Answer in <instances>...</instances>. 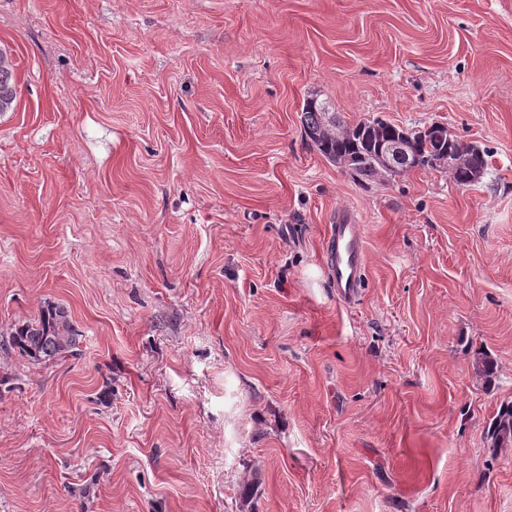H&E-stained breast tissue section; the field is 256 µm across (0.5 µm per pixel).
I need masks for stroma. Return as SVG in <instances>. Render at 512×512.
<instances>
[{
    "mask_svg": "<svg viewBox=\"0 0 512 512\" xmlns=\"http://www.w3.org/2000/svg\"><path fill=\"white\" fill-rule=\"evenodd\" d=\"M0 47V512H512V0H0ZM310 98L488 168L359 182ZM16 95L14 63L8 52L0 48V112L12 109ZM405 129L408 133H410L412 137V139L409 142V150L414 156L416 164L414 166V170L405 173L404 176L416 171L438 169L449 171L457 167H461L449 171V173L452 175V178L457 185L469 186L474 184V182H477L481 177V175H477L476 177H474L472 181L469 176L471 169L481 172L482 176L485 174L486 168L488 167L487 158L489 155L486 150L480 148L479 146L464 143L452 133L448 134V136L451 139L448 140L447 136H421L417 135L418 129ZM448 147L453 150H464V152H466V154L468 155V163L466 164L467 156L465 154L461 152H448L447 155L440 156L434 161V166L437 169L434 168L430 164L431 158L434 155L440 153L445 148L448 149ZM325 263L330 272L331 287L336 299L351 304L362 288L367 262L362 224L348 214L330 224L325 248ZM10 336L22 355L40 363L73 357L80 343V334L63 305L41 309L37 318L15 328ZM487 439L492 448L512 447V402L500 406L487 429Z\"/></svg>",
    "mask_w": 512,
    "mask_h": 512,
    "instance_id": "1",
    "label": "stroma"
}]
</instances>
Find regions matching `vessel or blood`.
<instances>
[{
    "instance_id": "vessel-or-blood-1",
    "label": "vessel or blood",
    "mask_w": 512,
    "mask_h": 512,
    "mask_svg": "<svg viewBox=\"0 0 512 512\" xmlns=\"http://www.w3.org/2000/svg\"><path fill=\"white\" fill-rule=\"evenodd\" d=\"M325 263L330 283L342 304H351L362 288L367 262L362 225L350 215L339 216L326 237Z\"/></svg>"
}]
</instances>
